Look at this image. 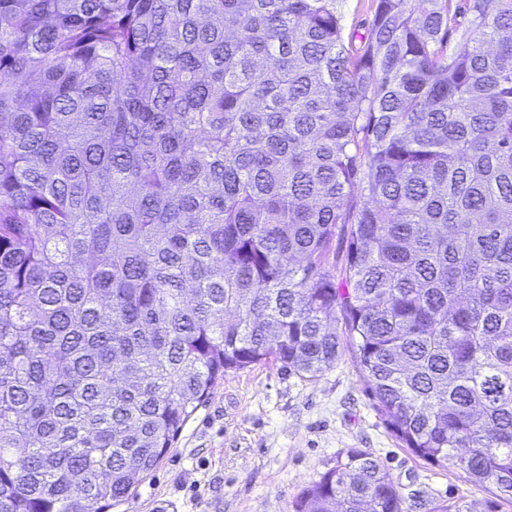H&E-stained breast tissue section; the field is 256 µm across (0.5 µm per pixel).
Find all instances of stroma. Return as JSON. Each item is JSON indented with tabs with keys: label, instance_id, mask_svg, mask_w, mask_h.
I'll return each instance as SVG.
<instances>
[{
	"label": "stroma",
	"instance_id": "stroma-1",
	"mask_svg": "<svg viewBox=\"0 0 512 512\" xmlns=\"http://www.w3.org/2000/svg\"><path fill=\"white\" fill-rule=\"evenodd\" d=\"M357 448L384 466L404 512L448 501L460 512H512L455 461L437 466L404 448L374 407L351 351L316 380L277 362L226 373L158 467L112 512H294L300 494Z\"/></svg>",
	"mask_w": 512,
	"mask_h": 512
}]
</instances>
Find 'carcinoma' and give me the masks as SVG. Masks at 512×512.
I'll use <instances>...</instances> for the list:
<instances>
[{
	"label": "carcinoma",
	"mask_w": 512,
	"mask_h": 512,
	"mask_svg": "<svg viewBox=\"0 0 512 512\" xmlns=\"http://www.w3.org/2000/svg\"><path fill=\"white\" fill-rule=\"evenodd\" d=\"M0 0V512H110L218 379L352 348L512 500V0ZM295 512H403L350 448Z\"/></svg>",
	"instance_id": "carcinoma-1"
}]
</instances>
